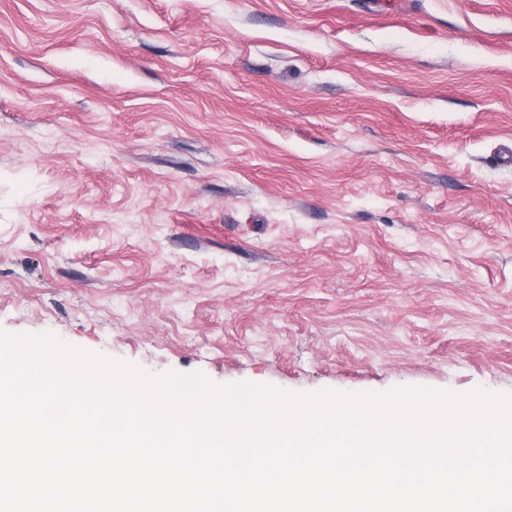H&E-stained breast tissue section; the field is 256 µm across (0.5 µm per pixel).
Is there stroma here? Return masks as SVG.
Segmentation results:
<instances>
[{"label": "stroma", "mask_w": 512, "mask_h": 512, "mask_svg": "<svg viewBox=\"0 0 512 512\" xmlns=\"http://www.w3.org/2000/svg\"><path fill=\"white\" fill-rule=\"evenodd\" d=\"M512 0H0V330L295 393H512Z\"/></svg>", "instance_id": "obj_1"}]
</instances>
